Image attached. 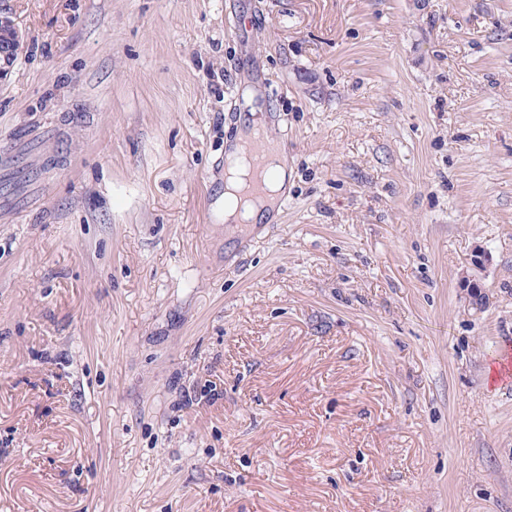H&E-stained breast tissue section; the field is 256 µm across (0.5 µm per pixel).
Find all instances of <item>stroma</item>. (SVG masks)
I'll return each mask as SVG.
<instances>
[{"instance_id":"stroma-1","label":"stroma","mask_w":512,"mask_h":512,"mask_svg":"<svg viewBox=\"0 0 512 512\" xmlns=\"http://www.w3.org/2000/svg\"><path fill=\"white\" fill-rule=\"evenodd\" d=\"M0 12V512H512V0ZM21 38L11 16L0 13V80L7 76L17 57ZM264 138H265L264 134L259 131L257 134V137H255L253 139V141L249 145V149H248L251 163H252L253 167L256 169V171L258 172V177H257V179L253 180V183L251 186L252 193H257V192L261 191L262 186H264L262 178H263L264 173L266 172V167H267L266 154H267V149H268ZM249 166L244 159L237 160L224 173V194L221 200L224 211V221L228 224H235L234 221L239 217V211L242 210V216L253 221V224L264 220L268 215L265 213L271 209L277 196L281 193L288 183V165L287 162L280 164L273 169V175L268 180V187L273 194L267 207L260 208L251 201L244 200L240 192L245 184V178L248 176Z\"/></svg>"}]
</instances>
